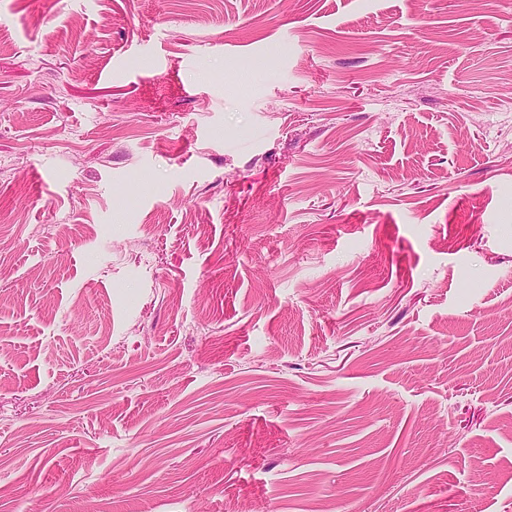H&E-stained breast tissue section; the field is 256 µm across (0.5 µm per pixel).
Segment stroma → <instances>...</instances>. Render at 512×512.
Masks as SVG:
<instances>
[{
	"mask_svg": "<svg viewBox=\"0 0 512 512\" xmlns=\"http://www.w3.org/2000/svg\"><path fill=\"white\" fill-rule=\"evenodd\" d=\"M322 504L512 512V0H0V512Z\"/></svg>",
	"mask_w": 512,
	"mask_h": 512,
	"instance_id": "35a3bbf8",
	"label": "stroma"
}]
</instances>
